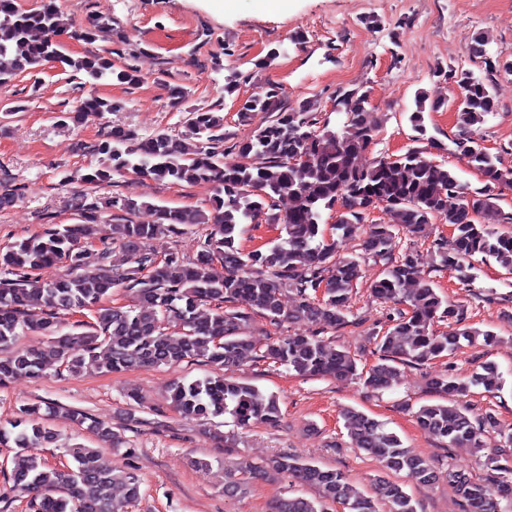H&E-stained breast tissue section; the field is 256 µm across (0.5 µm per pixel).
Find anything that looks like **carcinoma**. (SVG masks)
<instances>
[{
  "mask_svg": "<svg viewBox=\"0 0 512 512\" xmlns=\"http://www.w3.org/2000/svg\"><path fill=\"white\" fill-rule=\"evenodd\" d=\"M63 30V17L56 10H22L13 0H0V84L49 63L82 75L91 86L102 79L131 85L141 81L134 65H116L108 51L65 53L58 40ZM487 44L477 33L466 49L468 59H483V74L462 63L434 73L457 88L452 101L458 134L452 153L482 174L480 187L460 181L434 158L433 151L445 147L426 136L423 113L437 112L449 100H431L423 94L416 97L409 121L426 137V145L407 150L397 160L381 156L368 164L362 163V156L375 144L381 122L370 92L359 88L336 94L335 112L343 115L336 127L316 118L317 100L302 98L290 106L280 85L264 84L238 109L243 122L252 121L258 112L267 115L248 139L233 146L241 162L224 161V117L196 108L187 111L181 136L159 130L139 138L123 129L103 135L93 146L100 164L82 175L85 182L109 184L128 172L177 185L208 181L214 183L210 208H169L128 196L102 206L83 199L77 204L79 223L49 224L42 232L1 248L0 383L36 378L56 363L75 375L204 363L212 373L173 384V407L187 417L228 414L246 428L275 423L281 416L275 395L221 374L247 361L266 358L298 375L357 380L367 389L382 391L397 383L400 367L446 357L463 339L495 344L493 332L465 325L464 306L441 296L420 268L417 252L402 249L399 242L402 233L428 236L429 225L443 219L453 227L452 238L435 239L431 247L440 265L454 269L462 284L475 280L471 260L476 256L492 258L512 274V234L496 228L512 224V212L498 204V191L512 188V165L477 138L485 117L496 110L498 76L512 73V64L487 57ZM117 107L93 94L62 118L76 123L88 110L109 112ZM284 200L292 205L282 213ZM338 200L343 201L344 212L328 237L323 225ZM378 206L385 215L381 223L369 220L370 210ZM143 210L152 212L153 219H136ZM106 211L114 221L110 239L97 236L96 224ZM262 216L268 224L282 225L284 235L265 252H242L235 246L242 226L255 224ZM197 224L208 225L210 232L194 259L172 253L158 261L147 249L155 236L178 234ZM360 236L362 254L382 262L370 292L394 304L386 328L370 329L375 363L365 371L350 353L319 336L349 324L347 313L360 284L361 265L358 255L338 252L343 243ZM114 244L129 263L121 273L111 264ZM57 263L67 264L69 273L53 282L41 280L39 271ZM117 287L131 293L136 304L110 305ZM286 288L297 295L292 309L282 304ZM318 292L322 300L317 303ZM85 311L93 314V321L78 320L64 329L63 315ZM256 316L276 326L309 322L318 331L279 336L261 352L240 334L241 325ZM444 318L448 330H436L435 323ZM27 330L48 335L47 344L36 350L18 348ZM500 384L498 367L491 361L468 379L435 374L428 378L427 389L441 401L420 406L414 412L416 422L450 447L479 448L485 429L495 426V417L488 412L473 418L454 400L469 395L473 387L492 391ZM61 411L112 450L125 446L110 423L84 411L49 402L26 405L0 425V446L13 449V487L29 497L33 512H125L141 497V479L132 470L102 465L98 449L83 444L66 448L75 464L70 470L26 454L32 445L58 443V434L46 421ZM343 418L354 447L379 463L372 493L360 491L335 469L281 453L225 469L224 497L243 495L276 473L294 484L316 487L321 500L282 497L270 512H327L330 503H344L348 512H379L380 504L388 506V512H416L412 497L391 476L405 471L419 483L432 485L439 479L436 467L365 413L351 408ZM485 466L483 480L455 471L447 474L465 512H501L500 500L512 495L509 454L489 455Z\"/></svg>",
  "mask_w": 512,
  "mask_h": 512,
  "instance_id": "carcinoma-1",
  "label": "carcinoma"
}]
</instances>
